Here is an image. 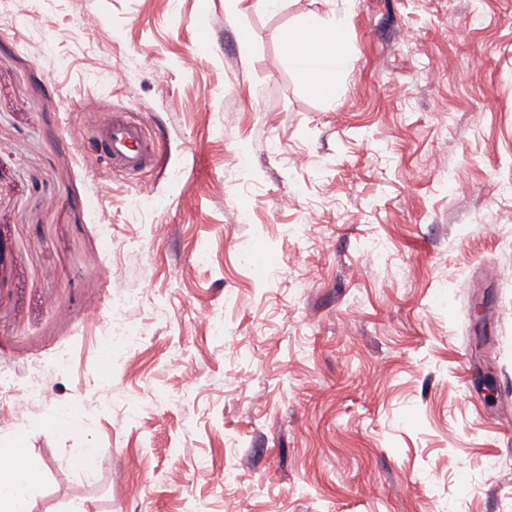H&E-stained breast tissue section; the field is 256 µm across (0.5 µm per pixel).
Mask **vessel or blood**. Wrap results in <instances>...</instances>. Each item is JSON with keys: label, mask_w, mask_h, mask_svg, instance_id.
Here are the masks:
<instances>
[{"label": "vessel or blood", "mask_w": 512, "mask_h": 512, "mask_svg": "<svg viewBox=\"0 0 512 512\" xmlns=\"http://www.w3.org/2000/svg\"><path fill=\"white\" fill-rule=\"evenodd\" d=\"M82 125L85 136L97 143L107 169L130 173L157 166L160 153L152 148L147 136V126L142 121L114 113L106 119L86 118Z\"/></svg>", "instance_id": "1"}]
</instances>
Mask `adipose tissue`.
<instances>
[{
    "instance_id": "adipose-tissue-1",
    "label": "adipose tissue",
    "mask_w": 512,
    "mask_h": 512,
    "mask_svg": "<svg viewBox=\"0 0 512 512\" xmlns=\"http://www.w3.org/2000/svg\"><path fill=\"white\" fill-rule=\"evenodd\" d=\"M341 19L310 16L293 28L287 37L288 61L292 71L311 63L307 85L324 90L335 89L349 66ZM37 468L22 449L0 451V512H28L35 486Z\"/></svg>"
}]
</instances>
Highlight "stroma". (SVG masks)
I'll use <instances>...</instances> for the list:
<instances>
[{
    "mask_svg": "<svg viewBox=\"0 0 512 512\" xmlns=\"http://www.w3.org/2000/svg\"><path fill=\"white\" fill-rule=\"evenodd\" d=\"M312 14L346 25L332 93L286 59ZM88 109L162 163L102 172ZM0 242L30 512H512V0H0ZM119 289L131 350L85 319Z\"/></svg>",
    "mask_w": 512,
    "mask_h": 512,
    "instance_id": "35a3bbf8",
    "label": "stroma"
}]
</instances>
